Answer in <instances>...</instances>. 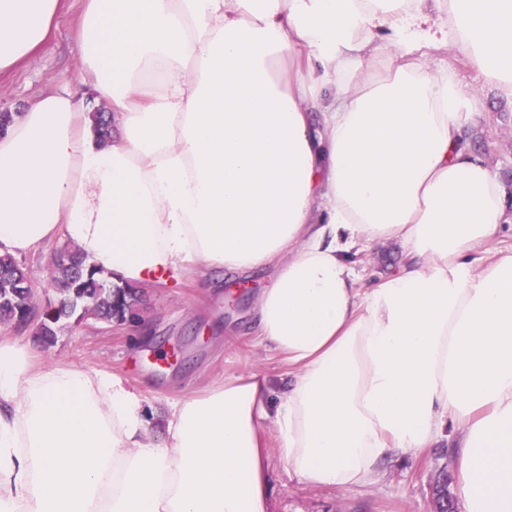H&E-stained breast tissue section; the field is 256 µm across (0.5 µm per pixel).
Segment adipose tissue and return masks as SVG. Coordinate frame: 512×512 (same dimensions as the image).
I'll use <instances>...</instances> for the list:
<instances>
[{
	"mask_svg": "<svg viewBox=\"0 0 512 512\" xmlns=\"http://www.w3.org/2000/svg\"><path fill=\"white\" fill-rule=\"evenodd\" d=\"M62 0H0V75ZM75 84L0 132V254L65 235L117 284L271 269L256 372L150 410L116 376L0 342V512H269L290 476L350 489L453 425L459 512H512V197L472 146L512 101V0H87ZM109 103L96 137L85 91ZM397 243L372 284L351 252ZM449 71L462 85L475 89L481 101L480 133L473 145L484 150L494 171L512 191V105L462 57L449 58Z\"/></svg>",
	"mask_w": 512,
	"mask_h": 512,
	"instance_id": "1",
	"label": "adipose tissue"
}]
</instances>
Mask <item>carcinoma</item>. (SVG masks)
Instances as JSON below:
<instances>
[{
  "mask_svg": "<svg viewBox=\"0 0 512 512\" xmlns=\"http://www.w3.org/2000/svg\"><path fill=\"white\" fill-rule=\"evenodd\" d=\"M49 285L57 295L55 317L37 323V333L51 345L61 327L81 313L103 323L112 320V283L97 276V270L80 257L77 248L68 249V258L52 268ZM32 288L27 274L9 254L0 255V323H14L28 306Z\"/></svg>",
  "mask_w": 512,
  "mask_h": 512,
  "instance_id": "cac0c4a2",
  "label": "carcinoma"
}]
</instances>
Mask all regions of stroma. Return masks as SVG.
<instances>
[{"label":"stroma","mask_w":512,"mask_h":512,"mask_svg":"<svg viewBox=\"0 0 512 512\" xmlns=\"http://www.w3.org/2000/svg\"><path fill=\"white\" fill-rule=\"evenodd\" d=\"M85 0H63L49 42L8 74L0 76V113L21 114L40 96L75 82L81 68L76 40ZM449 71L481 101L480 133L473 145L484 150L494 171L512 189V103L503 100L462 57H450ZM71 242L56 236L35 251L17 255L40 299H55L49 271ZM232 276L215 269L207 279L187 275L163 286L140 285L134 321L106 325L88 318L69 322L46 346L35 325L0 323V341L29 348L48 365L105 371L139 390L147 405L164 408L179 392L203 393L225 375L247 370L265 377L270 401L288 382L282 356L259 343L254 301L269 277L258 273L249 286L231 288ZM451 428L431 447L385 464L381 479L351 489L315 488L290 477L278 455H270L267 481L270 512H434L432 486L441 471H454L448 448Z\"/></svg>","instance_id":"1"}]
</instances>
